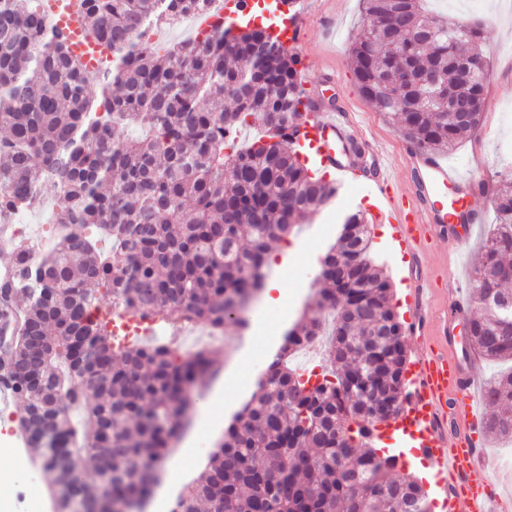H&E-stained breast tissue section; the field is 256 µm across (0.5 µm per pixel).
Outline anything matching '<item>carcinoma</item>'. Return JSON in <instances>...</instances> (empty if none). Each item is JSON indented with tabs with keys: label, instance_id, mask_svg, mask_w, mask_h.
Wrapping results in <instances>:
<instances>
[{
	"label": "carcinoma",
	"instance_id": "carcinoma-1",
	"mask_svg": "<svg viewBox=\"0 0 512 512\" xmlns=\"http://www.w3.org/2000/svg\"><path fill=\"white\" fill-rule=\"evenodd\" d=\"M423 0H363L362 27L348 45L361 94L413 147L447 152L481 117L438 111L436 92L485 93L459 84L448 58L485 61L478 23L460 29L430 16ZM84 37L112 67L91 70L30 0H0V215L36 207L39 182L57 188L56 232L35 253L20 244L14 280L0 289L26 304L0 307L12 321V379L24 402L18 428L50 477L58 512L64 489L95 502L110 476L112 507L144 512L161 463L190 424L210 371L207 351L167 341L122 343L121 315L216 331L249 327L245 312L268 277V244L311 219L338 188L304 158L292 129L308 107L299 57L282 51L267 20L232 31L217 25L173 47L143 43L146 31L209 17L219 0H82ZM399 12L426 32L411 42L370 21ZM433 76L410 92L409 111L391 99L401 72ZM381 82H376V79ZM101 88V97L89 93ZM258 127L247 147L235 134ZM492 231L474 268L471 348L512 362V180L492 198ZM365 212L348 213L322 260L318 310L288 329L259 391L224 429L214 458L172 501V512H428L425 490L376 439L402 399L404 327L392 283L371 257ZM331 370L316 380L288 359L324 335ZM487 432L512 439V369L485 390Z\"/></svg>",
	"mask_w": 512,
	"mask_h": 512
}]
</instances>
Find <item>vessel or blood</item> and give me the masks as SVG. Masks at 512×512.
Instances as JSON below:
<instances>
[{
	"instance_id": "vessel-or-blood-1",
	"label": "vessel or blood",
	"mask_w": 512,
	"mask_h": 512,
	"mask_svg": "<svg viewBox=\"0 0 512 512\" xmlns=\"http://www.w3.org/2000/svg\"><path fill=\"white\" fill-rule=\"evenodd\" d=\"M310 2L291 0L283 14L277 32L286 47L304 42ZM297 137L312 150L316 164L344 180L358 171L360 162L339 153L338 145L364 146L376 160L383 155L382 146L367 137L358 114L336 108L309 110ZM409 161L418 174L417 191H409L391 171H384L376 183L373 218L391 225L403 252L418 256L434 250L447 235L448 209L430 205V198L463 183L464 176L426 151L412 150ZM449 333L448 325H440L436 340L416 354L412 378L402 394L404 424L418 429L415 453L437 486L447 490L446 512H512V498L495 492L493 483L478 475L486 455L478 440L483 419L479 387L472 362L459 354Z\"/></svg>"
}]
</instances>
